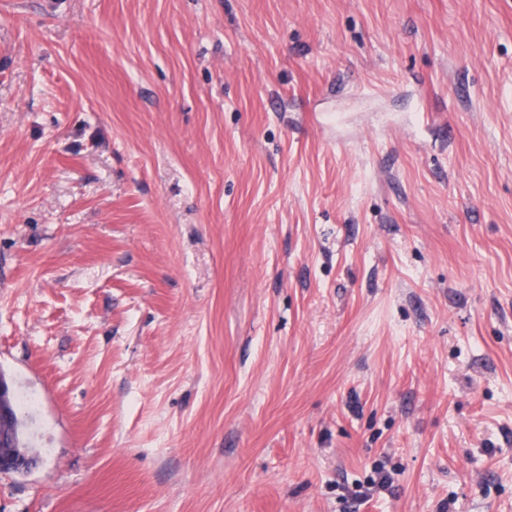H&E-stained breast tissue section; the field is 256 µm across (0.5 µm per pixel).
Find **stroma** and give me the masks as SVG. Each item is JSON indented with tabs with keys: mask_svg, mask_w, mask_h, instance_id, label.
I'll return each mask as SVG.
<instances>
[{
	"mask_svg": "<svg viewBox=\"0 0 512 512\" xmlns=\"http://www.w3.org/2000/svg\"><path fill=\"white\" fill-rule=\"evenodd\" d=\"M0 371V512H512V0H0Z\"/></svg>",
	"mask_w": 512,
	"mask_h": 512,
	"instance_id": "1",
	"label": "stroma"
}]
</instances>
